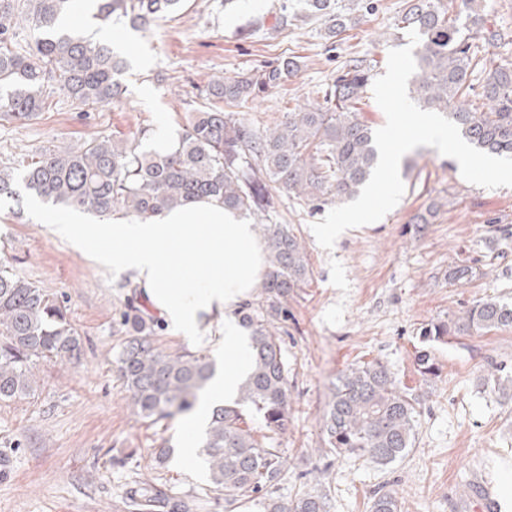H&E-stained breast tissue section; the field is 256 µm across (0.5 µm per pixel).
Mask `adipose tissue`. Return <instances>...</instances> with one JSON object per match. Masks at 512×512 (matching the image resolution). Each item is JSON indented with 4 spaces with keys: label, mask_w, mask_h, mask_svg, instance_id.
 I'll list each match as a JSON object with an SVG mask.
<instances>
[{
    "label": "adipose tissue",
    "mask_w": 512,
    "mask_h": 512,
    "mask_svg": "<svg viewBox=\"0 0 512 512\" xmlns=\"http://www.w3.org/2000/svg\"><path fill=\"white\" fill-rule=\"evenodd\" d=\"M55 232L77 251L93 252L100 264L130 273L175 332L193 337L203 323L222 321L220 345L229 367L210 382L193 426L204 423L211 407L233 404L250 353L236 312L261 286L266 269L264 244L249 219L208 199L144 222L116 212L102 224H59Z\"/></svg>",
    "instance_id": "adipose-tissue-1"
}]
</instances>
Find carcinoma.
I'll use <instances>...</instances> for the list:
<instances>
[{
	"mask_svg": "<svg viewBox=\"0 0 512 512\" xmlns=\"http://www.w3.org/2000/svg\"><path fill=\"white\" fill-rule=\"evenodd\" d=\"M183 0H94L103 26L125 22L144 30L180 10ZM305 0L324 19L333 39L360 22L373 0ZM75 0H0V120L29 122L45 111L44 88L54 83L77 107L109 105L123 94L117 76L127 61L103 40L60 28ZM484 0H407L388 37L414 29L417 69L409 93L424 110L448 115L476 148L512 157V63H498L476 44L500 34L488 26ZM26 31L23 51L10 49ZM300 69L297 58L265 63L204 90L205 105L162 153L142 151L136 139L97 135L76 150L50 149L38 160L0 163V206L21 207L35 197L99 216L114 212L145 221L192 200L216 197L224 207L259 224L267 249L262 297L239 306L250 335V373L233 406L211 409L201 439L208 485L181 494L144 481L131 488L127 512H203L210 502L262 512H329L326 496L309 492L274 498L270 489L283 472L278 436L288 426V361L276 323L288 317V296L309 272L304 245L287 224L273 222L282 193L313 211L357 198L378 160L373 129L359 118L371 65L355 60L337 71L322 101L284 113L272 127L258 128L217 103L243 106L283 85ZM126 341L116 365L134 415L157 423L196 406L215 375V363L191 352H165L154 340L156 321L127 299L120 314ZM512 327V305L477 301L464 316L432 321L421 342H443L468 332ZM81 352L80 334L65 301L0 267V400L34 392L32 368L44 358L71 362ZM417 371L436 374L431 352L416 351ZM261 418L257 435L251 416ZM416 401L378 360L357 363L336 379L323 412L329 451L385 467L413 447ZM371 512H400L396 493L374 495Z\"/></svg>",
	"mask_w": 512,
	"mask_h": 512,
	"instance_id": "1",
	"label": "carcinoma"
}]
</instances>
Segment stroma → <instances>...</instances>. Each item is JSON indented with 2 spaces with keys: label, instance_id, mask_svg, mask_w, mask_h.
Instances as JSON below:
<instances>
[{
  "label": "stroma",
  "instance_id": "obj_1",
  "mask_svg": "<svg viewBox=\"0 0 512 512\" xmlns=\"http://www.w3.org/2000/svg\"><path fill=\"white\" fill-rule=\"evenodd\" d=\"M285 1L293 17L281 25ZM375 4L332 42L301 0H185L149 30L115 24L100 37L128 62L121 98L81 110L56 94L50 110L28 124L0 121V160L75 149L93 133L134 137L150 149L158 125L177 138L210 80L298 58L297 78L243 109L254 125H273L316 99L350 60H370L374 76L384 74L391 44L382 34L406 0ZM401 164L405 193L396 207L347 230L329 251L311 231L322 213L280 197L276 221L303 242L309 274L289 296L280 325L291 403L278 438L285 469L274 497L308 491L326 495L330 512H370L374 492L391 490L402 512H474L481 483L493 501L501 499V472L512 465V386L501 387L497 368L512 369V329L431 343L440 368L434 378L417 372L414 355L424 324L462 316L490 296L512 303V187L470 184L456 160L432 147L408 152ZM431 208L430 222L416 223ZM73 215L29 200L20 214L0 213V264L64 296L82 343L79 363L41 360L34 394L0 401V512H125L135 482L187 494L207 483L199 459L151 460L149 449L182 447L185 418L149 424L133 414L116 372L130 278L52 233ZM457 266L472 267L473 276L450 279ZM375 358L419 402L414 446L387 467L329 454L322 430L337 375Z\"/></svg>",
  "mask_w": 512,
  "mask_h": 512
}]
</instances>
